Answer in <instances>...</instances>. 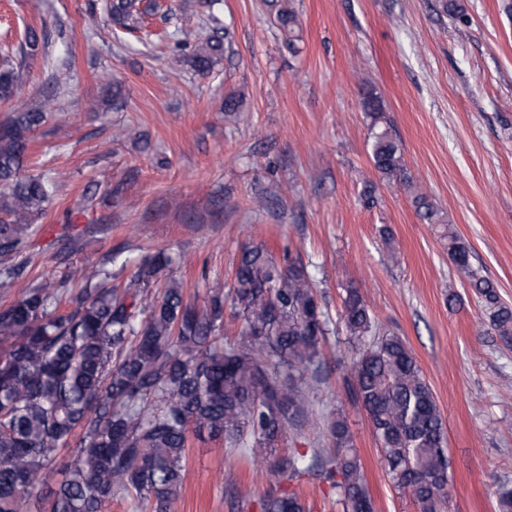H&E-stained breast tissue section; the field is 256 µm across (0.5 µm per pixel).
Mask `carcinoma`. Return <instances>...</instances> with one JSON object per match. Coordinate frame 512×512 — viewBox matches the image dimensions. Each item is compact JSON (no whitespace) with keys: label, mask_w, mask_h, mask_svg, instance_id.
Masks as SVG:
<instances>
[{"label":"carcinoma","mask_w":512,"mask_h":512,"mask_svg":"<svg viewBox=\"0 0 512 512\" xmlns=\"http://www.w3.org/2000/svg\"><path fill=\"white\" fill-rule=\"evenodd\" d=\"M222 0H208L211 33L199 36L188 62L210 72L225 48L219 33ZM160 8L155 0H110L109 19L133 33ZM293 41V11L276 12ZM14 61L0 62V99L15 94ZM364 108L374 130L371 160L382 180L411 185L401 147L380 101L369 93ZM53 100L8 117L0 132V253L21 252L34 232L32 216L53 193L45 175H24L29 133L46 119ZM414 205L430 224L434 204L417 194ZM448 257L467 277L495 334L512 344V307L496 284L471 266L469 249L448 234ZM169 258L157 254L137 266L122 288L106 286L107 270H88L72 294L47 280L0 308V512H30L42 474L63 450L72 451L51 512H102L114 496L139 509L155 503L166 512L183 479L186 449L207 433L269 461L275 483L318 470L331 481L343 512H373L363 465L343 417L331 425L333 450L273 458L288 431L308 410L306 372L319 364L329 332L321 294L301 264L278 265L262 245L246 248L235 268L234 316L238 340L224 344V283L206 285L202 306L188 302L173 281L153 293ZM19 269L0 268V291L15 287ZM73 308L59 312L63 300ZM341 319L348 336L363 343L346 383L367 412L394 487L419 512H439L449 491L450 462L443 419L415 356L398 336H379L359 289L345 288ZM372 341L365 342V339ZM498 512H512V486H497ZM263 512H307L296 493L271 496Z\"/></svg>","instance_id":"carcinoma-1"}]
</instances>
